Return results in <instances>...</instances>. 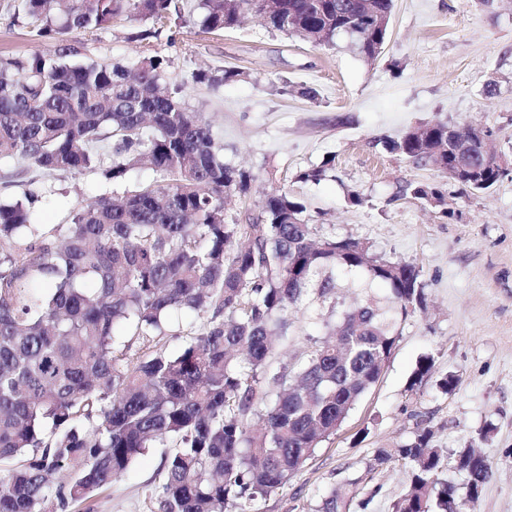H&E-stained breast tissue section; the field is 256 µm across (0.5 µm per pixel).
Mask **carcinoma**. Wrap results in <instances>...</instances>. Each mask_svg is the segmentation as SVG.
Segmentation results:
<instances>
[{"label":"carcinoma","instance_id":"1","mask_svg":"<svg viewBox=\"0 0 512 512\" xmlns=\"http://www.w3.org/2000/svg\"><path fill=\"white\" fill-rule=\"evenodd\" d=\"M180 2L24 0L31 33L54 49L0 58V163L99 173L114 185L135 166L161 177L101 195L49 230L34 222L43 190L0 203V512H94L99 493L157 446L171 449L157 512H245L336 434L378 381L402 321L425 308L417 265L377 258L352 237L317 238L305 204L286 192L266 195L256 221L226 223L224 198L246 195L254 176L224 162L210 125L169 82L166 60L72 61V32L93 38L124 16L148 23L130 34L148 42L184 19ZM276 3L267 12L263 0H198L196 25L219 32L258 15L315 45L347 33L369 59L387 35L364 22L347 31L362 0ZM238 76L227 68L195 80L218 87ZM446 140L448 124L438 122L389 148L432 167ZM442 173L481 193L512 170L476 147L443 159ZM347 278L365 296L343 309L336 290ZM328 303V315L316 313L326 334L307 358L276 365L288 310ZM174 313L207 320L169 354ZM433 366L420 357L409 388ZM432 438L423 419L410 441L374 455L373 465L409 475L393 512H457L458 489L439 478L448 450ZM453 456L469 467L466 495L478 499L491 462L470 445ZM358 485L332 489L321 512H344Z\"/></svg>","mask_w":512,"mask_h":512}]
</instances>
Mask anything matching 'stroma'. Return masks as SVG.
<instances>
[{
	"label": "stroma",
	"mask_w": 512,
	"mask_h": 512,
	"mask_svg": "<svg viewBox=\"0 0 512 512\" xmlns=\"http://www.w3.org/2000/svg\"><path fill=\"white\" fill-rule=\"evenodd\" d=\"M24 0H0V57L50 50L20 16ZM139 22L119 20L87 41L71 33L81 59L133 64ZM152 51L168 63L189 108L207 121L225 162L250 170L247 195L224 206L226 220L257 216L266 193L303 202L318 238L352 237L372 252L416 264L426 308L409 316L379 381L324 441L288 486L247 504V512H318L323 497L348 479L360 493L346 512H392L408 475L396 465L372 468L377 449L412 437L428 417L434 444H474L494 476L467 512H512V180L474 193L392 152L387 142L438 121L492 128L497 152L512 160V0H394L389 33L373 60L348 37L320 47L265 28L248 17L237 29L201 32L192 22L162 31ZM238 70L219 87L194 83L200 70ZM305 87L316 99L301 96ZM325 166L321 180L300 172ZM51 189L38 223L64 224L73 208L112 192L97 174L36 172ZM441 189L444 205L415 198L410 186ZM315 311L289 310L277 359L303 360L323 330ZM434 369L418 389L408 379L420 356ZM458 384L442 392L438 378ZM164 448L149 449L97 498L96 512H157L154 488Z\"/></svg>",
	"instance_id": "obj_1"
}]
</instances>
